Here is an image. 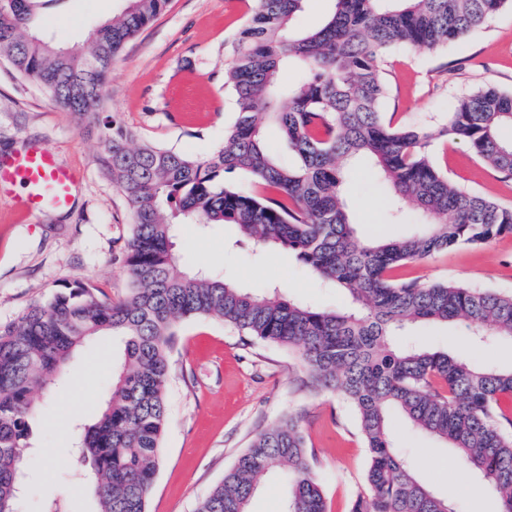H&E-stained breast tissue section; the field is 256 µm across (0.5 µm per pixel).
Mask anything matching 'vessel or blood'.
Returning <instances> with one entry per match:
<instances>
[{
	"mask_svg": "<svg viewBox=\"0 0 512 512\" xmlns=\"http://www.w3.org/2000/svg\"><path fill=\"white\" fill-rule=\"evenodd\" d=\"M75 174L61 165L51 146L32 147L8 159H0V189L20 185L21 211L35 215L45 209L68 207L72 199Z\"/></svg>",
	"mask_w": 512,
	"mask_h": 512,
	"instance_id": "1",
	"label": "vessel or blood"
}]
</instances>
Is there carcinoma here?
Returning <instances> with one entry per match:
<instances>
[{
	"label": "carcinoma",
	"instance_id": "obj_1",
	"mask_svg": "<svg viewBox=\"0 0 512 512\" xmlns=\"http://www.w3.org/2000/svg\"><path fill=\"white\" fill-rule=\"evenodd\" d=\"M48 0H0V55L66 112L101 128L102 162L133 217L124 267L131 288L102 301L81 284L31 305L0 329V512H16L30 448L32 392L80 348L110 333L121 338L98 419L72 452L75 476L88 480L97 512H147L168 424L169 352L179 325L206 317L253 341L298 352L309 380L352 407L368 455L365 485L349 512H457L416 476L394 447L396 415L449 444L462 467L512 512V367L481 363L490 337L512 339V294L452 283L392 277L399 266L460 245L512 233V208L455 185L431 160L448 137L468 143L493 169L512 175V93L485 86L457 100L446 121L397 128L382 112L383 53L395 44L435 51L481 28L509 0H335L324 24L296 33L303 0H255L240 32L225 84L236 101L224 140L198 159L144 144L104 114V88L119 50L168 0H128L87 43L61 47L42 32ZM294 67L304 79L284 85ZM279 130L294 162L264 143ZM363 160L389 193L391 218L411 202L431 218L397 240L359 241L343 195L347 166ZM250 181V188L238 178ZM180 224H233L237 242L279 246L322 282L347 290L351 305L322 309L285 298L275 286L247 288L174 254ZM462 323L472 349L453 353L398 339L410 328ZM288 478L287 512H327L298 418L267 426L237 457L196 512H246L263 477Z\"/></svg>",
	"mask_w": 512,
	"mask_h": 512
}]
</instances>
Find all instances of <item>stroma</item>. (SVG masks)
Wrapping results in <instances>:
<instances>
[{
    "label": "stroma",
    "instance_id": "35a3bbf8",
    "mask_svg": "<svg viewBox=\"0 0 512 512\" xmlns=\"http://www.w3.org/2000/svg\"><path fill=\"white\" fill-rule=\"evenodd\" d=\"M124 0H54L41 14L61 44L84 41L111 19ZM252 0H168L166 7L120 51L106 83V110L133 135L197 158L211 154L236 110L224 73L239 32L249 23ZM388 93L383 110L397 125L443 121L449 105L483 85L512 91V6L474 35L431 53L403 44L383 58ZM48 144L60 163L79 176L72 203L26 216L18 189L0 195V328L32 304L78 284L99 298L117 300L129 287L122 256L132 217L123 194L100 165L96 130L80 126L40 88L0 57V157ZM435 165L458 186L512 206V176L492 169L460 139L436 141ZM356 235L397 239L420 216L405 205V221L392 223L388 196L368 165L354 163L344 187ZM231 224L180 225L176 251L190 268L238 283L277 286L287 297L323 308L346 302L295 256L280 249L254 254L237 245ZM401 280L451 282L512 294V233L479 246H458L395 273ZM121 340L104 336L86 347L58 376L34 392L33 454L18 512H42L43 494L67 485V512H95L96 504L73 475L68 454L81 423L97 417L121 359ZM170 419L148 512H195L261 429L292 413L302 419L309 463L329 512H348L365 481L368 457L353 409L341 396L311 387L297 353L242 336L207 318L188 321L171 352L167 383ZM392 439L414 457L420 481L458 512H501L489 490L472 496L461 481L457 456L441 440L396 420Z\"/></svg>",
    "mask_w": 512,
    "mask_h": 512
}]
</instances>
